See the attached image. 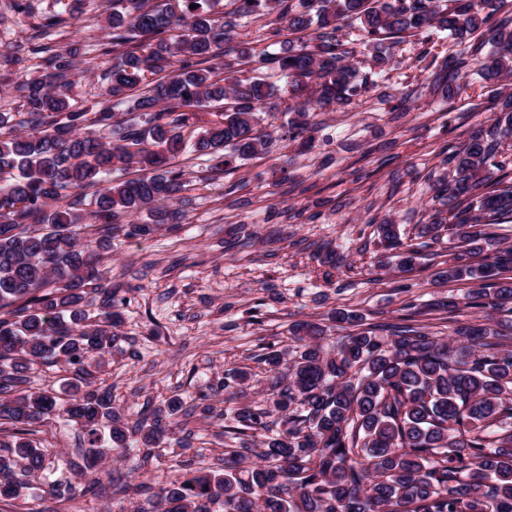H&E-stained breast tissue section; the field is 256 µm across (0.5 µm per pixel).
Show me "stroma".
Returning <instances> with one entry per match:
<instances>
[{
    "mask_svg": "<svg viewBox=\"0 0 512 512\" xmlns=\"http://www.w3.org/2000/svg\"><path fill=\"white\" fill-rule=\"evenodd\" d=\"M12 2L0 0V45L19 40L42 16L61 15L51 41L73 51L81 67L71 96L93 99L110 64L102 0H29L26 13ZM418 48L417 38L404 39L378 90L356 109L320 113L309 139L277 141L188 192L182 223L144 237L114 235L104 265L116 293L117 338L111 356L91 368L95 384L127 415L179 400L192 410L187 429L167 435L149 461L105 458L98 494L61 501L50 484L83 478L74 467L75 430L65 417L53 418L34 435L45 453L35 501L0 503V512H130L143 498L141 486L176 478L180 461L194 460L204 472L223 468L225 449L238 441L225 434L224 419L204 417L198 404L231 408L267 389L260 357L294 323L324 324L339 308L361 312L370 324L392 321L411 304L430 331L447 332L441 314L424 307L464 296L470 282L436 279L447 255L433 243L421 247L413 271L394 272L377 228L393 221L406 243L430 211L444 210L432 190L450 172L444 157L468 141L473 105L488 117L501 106L477 75L459 96L431 93L438 68L417 65ZM243 366L252 373L244 391L219 389L225 370Z\"/></svg>",
    "mask_w": 512,
    "mask_h": 512,
    "instance_id": "stroma-1",
    "label": "stroma"
}]
</instances>
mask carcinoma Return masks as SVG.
<instances>
[{
    "label": "carcinoma",
    "mask_w": 512,
    "mask_h": 512,
    "mask_svg": "<svg viewBox=\"0 0 512 512\" xmlns=\"http://www.w3.org/2000/svg\"><path fill=\"white\" fill-rule=\"evenodd\" d=\"M105 52L112 55L98 98L70 96L75 55L39 44L62 23L43 19L33 33L0 51V66L40 78L14 86L19 112H0V502L34 487L44 457L31 427L60 412L83 434L82 473L96 474L114 451L153 448L179 406L130 422L88 366L112 353L116 296L98 265L114 232L145 236L183 213L175 204L193 180L173 163L188 150L222 175L280 138L260 114L276 86L250 75L257 62L278 71L297 98L281 125L295 139L317 125L318 112L350 106L376 87L362 64L384 69L404 35L443 30L464 43L448 54L441 79L461 91L476 55L493 98L508 96L512 18L494 19L497 0H110ZM224 4V12L217 11ZM265 18L270 45L220 51L237 21ZM130 101V112L115 108ZM480 126L460 150L452 179L435 188L448 216H429L421 233L448 232L457 249L444 281H477L447 313L448 336L417 323V312L363 327L364 316L338 309L330 321L358 331L337 348L322 344L329 326L302 321L290 344L267 347L268 392L231 410L240 447L224 449V469L160 488L163 512H512V245L490 226L512 219V181L504 170L512 140V104ZM137 176L126 177L129 170ZM501 175L494 176V171ZM387 249L401 246L397 225H379ZM474 257L478 263L470 262ZM63 361L74 370L67 401L32 390L33 366ZM237 368L219 387L243 385ZM260 434V440L250 434Z\"/></svg>",
    "instance_id": "cac0c4a2"
}]
</instances>
